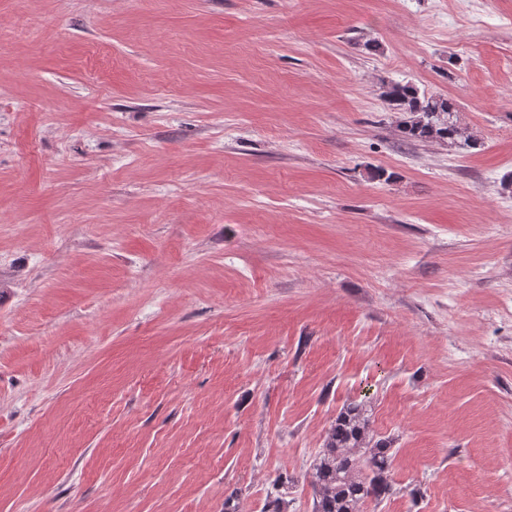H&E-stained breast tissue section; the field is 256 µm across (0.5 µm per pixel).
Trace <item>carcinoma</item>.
<instances>
[{
    "label": "carcinoma",
    "mask_w": 512,
    "mask_h": 512,
    "mask_svg": "<svg viewBox=\"0 0 512 512\" xmlns=\"http://www.w3.org/2000/svg\"><path fill=\"white\" fill-rule=\"evenodd\" d=\"M382 97L394 112L407 114L400 132L410 142L443 141L465 153L481 141L465 134L454 120L456 100L428 94L415 85L386 83ZM394 462L391 441L377 438L371 429L366 402L342 407L328 429L309 472L312 512H365L367 501L381 502L393 494L390 472ZM293 478L279 473L267 492L264 512H286L283 491Z\"/></svg>",
    "instance_id": "1"
}]
</instances>
